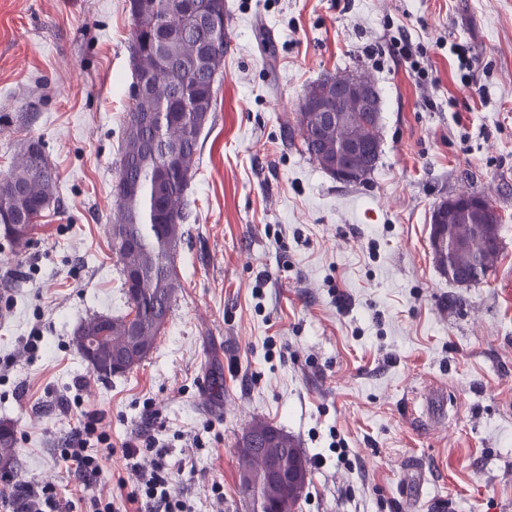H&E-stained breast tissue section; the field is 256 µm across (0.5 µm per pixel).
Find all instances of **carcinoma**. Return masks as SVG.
<instances>
[{
	"mask_svg": "<svg viewBox=\"0 0 512 512\" xmlns=\"http://www.w3.org/2000/svg\"><path fill=\"white\" fill-rule=\"evenodd\" d=\"M157 2L155 18H133L130 62L152 67L162 56L169 63L151 86L138 93L130 91L132 106L126 116L119 173L112 186L121 213L115 223L125 228L117 257L129 313L109 318L104 326L100 315L83 321L111 343L127 341L130 319L140 327L144 340H153L157 336L155 321L168 317L180 287L175 254L191 214L188 188L205 128L191 122L186 110L199 104L213 111L214 74L224 62L228 43L224 0H213L218 5L213 23L189 26L183 20L202 0ZM145 112L157 114L160 122L152 127L137 125V118ZM300 134L306 152L319 164L322 153L336 142L334 130L323 146L315 144L311 130ZM4 176L10 183L0 184V244L19 248L28 245L37 220L55 201L58 176L39 141L30 142ZM461 275L477 282L486 270L475 261L462 270H450L448 278L455 282ZM259 428L274 432L277 439L266 452L276 456L301 453L283 429L267 421L259 423ZM15 445L14 428L0 423L1 461L13 460Z\"/></svg>",
	"mask_w": 512,
	"mask_h": 512,
	"instance_id": "1",
	"label": "carcinoma"
}]
</instances>
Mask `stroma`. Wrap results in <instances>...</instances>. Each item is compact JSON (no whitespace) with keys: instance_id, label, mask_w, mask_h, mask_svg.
<instances>
[{"instance_id":"1","label":"stroma","mask_w":512,"mask_h":512,"mask_svg":"<svg viewBox=\"0 0 512 512\" xmlns=\"http://www.w3.org/2000/svg\"><path fill=\"white\" fill-rule=\"evenodd\" d=\"M225 3L181 286L153 354L103 379L72 337L129 311L110 238L128 0H0V172L38 139L59 181L30 243L0 248V421L19 480L80 497L57 461L76 399L105 417L104 480L133 482L120 448L155 435L170 464L193 459L174 489L194 512H244L236 442L256 419L309 462L296 512H512V0ZM402 32L409 63L391 53ZM326 73L381 97V154L359 184L302 144L298 100ZM461 193L501 217L499 254L468 285L429 243L434 206Z\"/></svg>"}]
</instances>
